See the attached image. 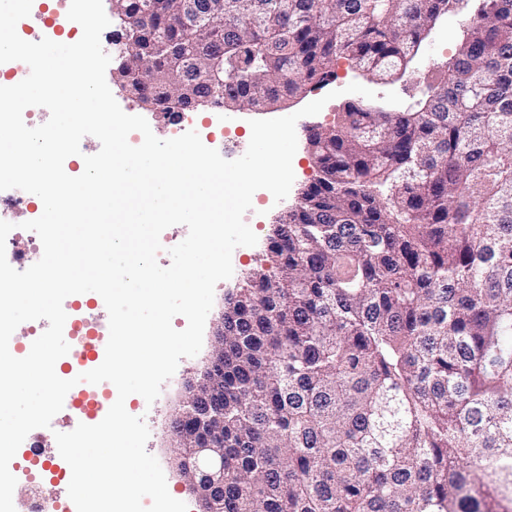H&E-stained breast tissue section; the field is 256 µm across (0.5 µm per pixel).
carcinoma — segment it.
<instances>
[{
	"mask_svg": "<svg viewBox=\"0 0 512 512\" xmlns=\"http://www.w3.org/2000/svg\"><path fill=\"white\" fill-rule=\"evenodd\" d=\"M472 0H212L236 108L406 74ZM402 112L308 130L318 177L224 306V512H512V0H477ZM136 60L168 64L136 0ZM168 112L194 89L156 77Z\"/></svg>",
	"mask_w": 512,
	"mask_h": 512,
	"instance_id": "1",
	"label": "carcinoma"
}]
</instances>
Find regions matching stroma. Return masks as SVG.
<instances>
[{"instance_id": "35a3bbf8", "label": "stroma", "mask_w": 512, "mask_h": 512, "mask_svg": "<svg viewBox=\"0 0 512 512\" xmlns=\"http://www.w3.org/2000/svg\"><path fill=\"white\" fill-rule=\"evenodd\" d=\"M467 18L458 14L441 19L423 42L417 58L406 75L398 81L377 83L350 68L348 61L339 60L337 67L340 76L328 84L308 89L306 93L293 99H286L273 106L257 109H239L205 106L194 110L195 129L202 142L209 148L217 150L228 160L241 157L247 150L251 128L250 120L274 119L290 114L319 98H326L323 109L314 116L299 117L296 124L298 148L292 161L294 182L286 199L275 201L272 195L260 192L252 197V208L244 220L257 236L253 246L237 247L232 254L233 275L217 283L214 292V304L206 321L203 346L200 353L192 358L181 359L174 375L166 381L161 394L154 403H146L137 394L130 395L126 410L129 414L144 419L150 437L146 444L147 451L159 461L165 474L168 491L175 499L186 503L189 512H197L199 504L195 496L186 487L172 461L170 446L172 443L169 429L172 416L179 404L186 382L200 377L209 358L214 341V318H217L224 304V297L237 288L243 277L265 264L268 238L273 224L281 216L295 207L302 190L316 177L312 151L307 141L309 127L331 123L336 112L350 103L360 102L357 94L347 93L350 84L357 83L376 92L378 100L391 111L404 110L414 92L415 83L420 73L433 64L446 61L457 48V43ZM106 82L120 108L127 114L144 117L155 136L169 139L173 136L172 116L149 111L134 95L121 89L114 71H107Z\"/></svg>"}]
</instances>
